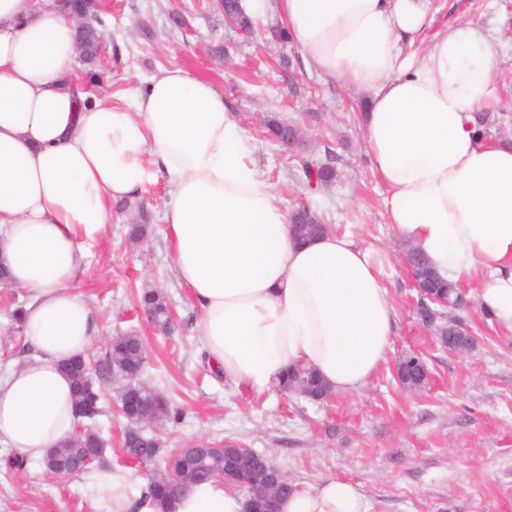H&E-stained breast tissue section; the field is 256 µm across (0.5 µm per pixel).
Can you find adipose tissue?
<instances>
[{
  "mask_svg": "<svg viewBox=\"0 0 512 512\" xmlns=\"http://www.w3.org/2000/svg\"><path fill=\"white\" fill-rule=\"evenodd\" d=\"M281 27L307 69L368 94L366 145L386 218L447 281L479 280V301L512 332V148L486 141L493 29L433 30L431 0H242ZM76 23L39 0H0V266L28 300L33 355L0 375V445L31 460L72 434L63 370L100 333L78 291L113 210L168 188L166 240L199 310L195 333L225 382L257 394L296 364L334 392L365 388L386 358L396 311L352 232L293 237L224 89L171 64L115 100L89 99L68 72ZM91 512H244L229 484H190L171 505L109 460L81 475ZM280 512H368L359 486L330 476L294 487Z\"/></svg>",
  "mask_w": 512,
  "mask_h": 512,
  "instance_id": "adipose-tissue-1",
  "label": "adipose tissue"
}]
</instances>
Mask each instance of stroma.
I'll use <instances>...</instances> for the list:
<instances>
[{"label": "stroma", "mask_w": 512, "mask_h": 512, "mask_svg": "<svg viewBox=\"0 0 512 512\" xmlns=\"http://www.w3.org/2000/svg\"><path fill=\"white\" fill-rule=\"evenodd\" d=\"M436 26L468 18L499 30L502 42L494 79L501 118L489 136L512 142V0H432ZM104 60L124 42L126 55L108 74L98 96L121 94L159 68L179 63L224 89L254 138L256 158L284 207L306 205L331 228L352 230L382 271L397 314V330L385 362L360 391L335 394L316 407L279 392L255 395L225 384L208 362L194 332L197 311L175 276L166 247L163 183L147 186L140 210L116 213L92 248L79 288L101 316L92 343L104 355L112 336L133 332L147 348L143 384L183 412L180 424L163 426L167 449L197 441L239 443L273 459L289 482L305 485L328 476L358 484L368 512H512V334L467 316L475 344L464 354L442 349L414 313L416 292L399 264L403 248L385 218V186L374 173L361 123L363 97L299 63L293 44L244 37L224 23L214 0H102ZM182 25H174V18ZM276 117L298 125L301 147L283 151L264 136ZM333 164L336 181L306 188L301 159ZM145 221L146 239H125L129 223ZM144 288L168 296L174 326L155 330L137 308ZM17 288H0V372L24 361L29 351L20 327L6 312L24 301ZM418 353L430 380L402 388L395 362ZM118 380L100 382V433L114 462H122L126 422L112 413ZM0 512H88L80 477L56 478L39 461L8 472L0 466Z\"/></svg>", "instance_id": "35a3bbf8"}]
</instances>
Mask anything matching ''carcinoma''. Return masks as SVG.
Returning a JSON list of instances; mask_svg holds the SVG:
<instances>
[{
	"label": "carcinoma",
	"mask_w": 512,
	"mask_h": 512,
	"mask_svg": "<svg viewBox=\"0 0 512 512\" xmlns=\"http://www.w3.org/2000/svg\"><path fill=\"white\" fill-rule=\"evenodd\" d=\"M225 11L234 17L235 29L244 34L253 32L255 23L245 13L240 0H226ZM78 45L79 56L87 63H94L99 54L100 32L90 25L80 36ZM303 180L308 185H328L336 180V169L332 165H317L305 161L301 165ZM292 224L298 239L308 240L320 235L325 225L321 218L311 209L300 207L293 212ZM414 272L416 277L429 281L433 287L426 289L429 296L442 297L448 305L441 306L428 303L431 324L440 329L442 335L450 344L474 345V340H467L456 334L455 322L463 321L461 312L467 310L472 304L467 291L457 288L443 280L431 267L427 257L419 250H414ZM140 308L147 312L154 322L162 329L169 330L173 325V318L169 303L163 292L147 288L138 298ZM146 350L143 339L136 334H120L113 337L107 345L104 357L90 359L88 357L72 360V367L65 369L70 377L74 392L92 389L100 393L97 382L104 375L112 372H122L130 367L145 363ZM395 370L404 387L418 389L425 386L429 380V368L423 357L416 353H407L399 358ZM280 390L294 399H302L309 403L320 405V397L331 393L327 383L312 369L301 366L292 367L287 372ZM101 439L100 434L91 427L84 428L80 434L74 433L60 447L54 449L53 455L43 460L45 471L57 477H70L75 471L86 469L83 462V449ZM128 441L135 447L143 449V454L136 459L135 465L148 473L150 488L160 499H172V496L160 494L158 480L153 475V466L158 456L164 451L165 441L160 435L144 432L131 434ZM249 450L235 442H227L222 447L206 448L204 446H190L182 448L181 460L183 471L193 477V482H203L211 479H220L224 469L228 467H245L249 463Z\"/></svg>",
	"instance_id": "cac0c4a2"
}]
</instances>
